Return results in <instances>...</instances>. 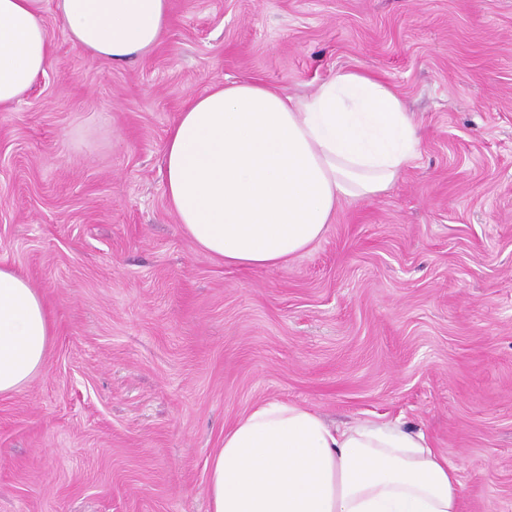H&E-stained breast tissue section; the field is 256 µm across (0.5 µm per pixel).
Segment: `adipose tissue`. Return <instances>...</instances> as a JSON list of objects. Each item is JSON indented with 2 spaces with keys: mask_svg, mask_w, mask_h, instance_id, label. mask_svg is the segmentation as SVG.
Returning <instances> with one entry per match:
<instances>
[{
  "mask_svg": "<svg viewBox=\"0 0 512 512\" xmlns=\"http://www.w3.org/2000/svg\"><path fill=\"white\" fill-rule=\"evenodd\" d=\"M71 43L112 62L151 54L171 0H53ZM44 0H0V112L51 65ZM418 139L389 84L344 71L291 96L253 79L189 97L163 151L168 202L185 234L225 265L284 266L326 232L345 199L374 198L407 169ZM50 323L38 292L0 267V394L43 365ZM208 512H461L447 457L400 420L330 425L266 400L224 431L208 459Z\"/></svg>",
  "mask_w": 512,
  "mask_h": 512,
  "instance_id": "1",
  "label": "adipose tissue"
}]
</instances>
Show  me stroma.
<instances>
[{"label":"stroma","instance_id":"stroma-1","mask_svg":"<svg viewBox=\"0 0 512 512\" xmlns=\"http://www.w3.org/2000/svg\"><path fill=\"white\" fill-rule=\"evenodd\" d=\"M0 112V266L51 322L0 395V512H206V461L257 402L423 432L465 512H512V0H171L150 55L69 41ZM386 81L416 157L276 269L183 232L162 154L189 95L255 77Z\"/></svg>","mask_w":512,"mask_h":512}]
</instances>
